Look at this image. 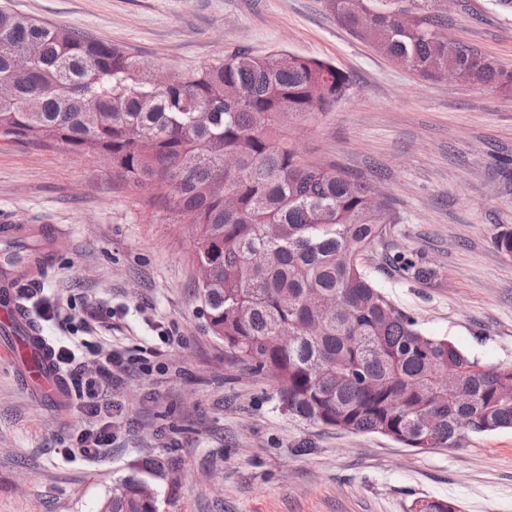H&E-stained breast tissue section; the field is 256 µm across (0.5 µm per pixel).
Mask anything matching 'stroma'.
Returning <instances> with one entry per match:
<instances>
[{"mask_svg": "<svg viewBox=\"0 0 512 512\" xmlns=\"http://www.w3.org/2000/svg\"><path fill=\"white\" fill-rule=\"evenodd\" d=\"M24 15L77 27L163 69L219 54L285 50L348 72L350 96L299 143L385 196L391 215L363 267L427 334L481 364H512V258L494 244L512 230V96L428 80L392 64L340 27L327 0H0ZM447 32L512 70V14L492 0H432ZM58 226L62 239L38 285L83 338L94 303L103 351L128 369L112 398L113 442L85 459L71 402L37 404L0 357V512H99L134 461L158 512H410L443 498L462 512H512V431L459 448L419 450L289 415L276 383L231 358L198 295L193 228L62 147L0 142V222ZM410 253L435 270L408 276Z\"/></svg>", "mask_w": 512, "mask_h": 512, "instance_id": "stroma-1", "label": "stroma"}]
</instances>
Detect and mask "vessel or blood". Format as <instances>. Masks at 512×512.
Returning <instances> with one entry per match:
<instances>
[{
  "mask_svg": "<svg viewBox=\"0 0 512 512\" xmlns=\"http://www.w3.org/2000/svg\"><path fill=\"white\" fill-rule=\"evenodd\" d=\"M56 231L40 224H5L0 226V241L11 242L20 237L36 240L37 247L28 263L0 274V327L16 336L17 345L7 346L1 353L13 358L18 352H34L40 358L39 368L20 366L17 374L21 387L33 392L40 400H61L66 392L62 375L53 364L52 352L45 348L39 329L18 301L17 288L23 282L41 279L54 247Z\"/></svg>",
  "mask_w": 512,
  "mask_h": 512,
  "instance_id": "vessel-or-blood-1",
  "label": "vessel or blood"
}]
</instances>
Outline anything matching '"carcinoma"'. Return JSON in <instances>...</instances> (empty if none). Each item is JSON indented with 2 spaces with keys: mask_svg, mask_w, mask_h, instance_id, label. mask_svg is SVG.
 <instances>
[{
  "mask_svg": "<svg viewBox=\"0 0 512 512\" xmlns=\"http://www.w3.org/2000/svg\"><path fill=\"white\" fill-rule=\"evenodd\" d=\"M430 0H330L338 25L427 79L512 96V70L461 42L435 40ZM0 136L64 146L168 213L189 212L212 333L270 376L288 413L409 448H459L470 434L512 429V365L486 367L425 334L361 265L388 208L337 163L303 152L280 121L332 111L351 89L335 64L239 50L165 80L147 62L78 28L0 9ZM414 279L435 275L397 258ZM458 374L457 390L439 372ZM134 472L108 512H158ZM413 512H448L427 498Z\"/></svg>",
  "mask_w": 512,
  "mask_h": 512,
  "instance_id": "carcinoma-1",
  "label": "carcinoma"
}]
</instances>
